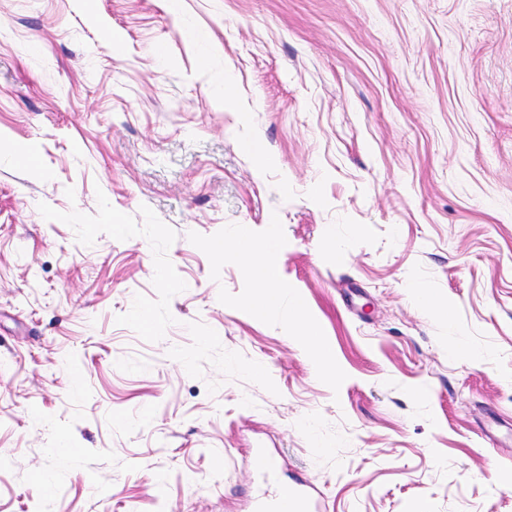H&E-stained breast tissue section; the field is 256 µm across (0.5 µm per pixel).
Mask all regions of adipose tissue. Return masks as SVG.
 Returning <instances> with one entry per match:
<instances>
[{"instance_id":"1","label":"adipose tissue","mask_w":512,"mask_h":512,"mask_svg":"<svg viewBox=\"0 0 512 512\" xmlns=\"http://www.w3.org/2000/svg\"><path fill=\"white\" fill-rule=\"evenodd\" d=\"M279 245L278 234L272 233L264 239L258 240L253 237L249 226L240 225L235 230L233 250H226L223 243L220 242L212 246L218 257L223 258L230 254L248 266L256 284V288L248 300V305L254 315H266L282 300L284 291L280 286L277 269L272 260ZM289 322L305 340L321 371L328 377H335L333 358L323 344L318 328L309 319L301 305H294Z\"/></svg>"}]
</instances>
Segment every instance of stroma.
I'll return each instance as SVG.
<instances>
[{
    "mask_svg": "<svg viewBox=\"0 0 512 512\" xmlns=\"http://www.w3.org/2000/svg\"><path fill=\"white\" fill-rule=\"evenodd\" d=\"M0 142V512H512V0H0ZM279 245L280 239L275 232L262 240H256L247 225H239L235 230L232 255L248 266L256 284V289L248 300V306L256 316H264L276 308L284 294L272 260ZM290 324L295 327L307 343L315 361L321 371L328 377L335 379L336 370L333 357L323 344L320 332L316 325L308 318L305 309L294 299L292 313L289 317ZM303 484L279 487L273 496L258 499L254 512H308L314 505Z\"/></svg>",
    "mask_w": 512,
    "mask_h": 512,
    "instance_id": "1",
    "label": "stroma"
}]
</instances>
